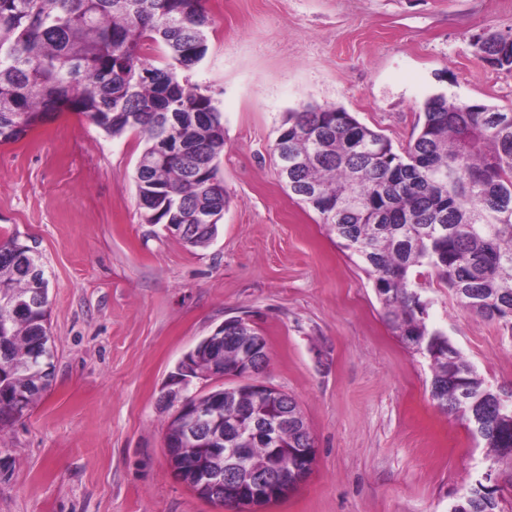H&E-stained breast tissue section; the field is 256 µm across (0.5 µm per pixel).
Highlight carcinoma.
I'll use <instances>...</instances> for the list:
<instances>
[{
	"instance_id": "1",
	"label": "carcinoma",
	"mask_w": 512,
	"mask_h": 512,
	"mask_svg": "<svg viewBox=\"0 0 512 512\" xmlns=\"http://www.w3.org/2000/svg\"><path fill=\"white\" fill-rule=\"evenodd\" d=\"M211 19L204 0H0V145L75 112L112 137L140 134L145 147L136 186L148 224H193L198 212L224 210V113L178 71L207 52ZM157 48L167 66L155 67ZM301 159L282 179L320 215L345 249L374 278L383 319L409 350L430 362V394L444 413L464 422L496 462L512 461V387L491 385L441 330L427 323L428 302L413 272L429 267L466 311L512 337V112L430 97L416 138L404 154L383 134L341 108L289 112L274 144ZM355 197L359 205L341 203ZM17 240L0 239V315L12 337L0 360V416L20 418L51 386L53 375L32 360L52 354L48 297L31 287L13 260ZM245 324L224 343L232 368L250 342ZM274 441L243 445L248 465L275 456L305 467L313 439L298 402ZM500 486L455 499L451 512H504Z\"/></svg>"
}]
</instances>
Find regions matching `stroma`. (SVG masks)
<instances>
[{"label":"stroma","instance_id":"1","mask_svg":"<svg viewBox=\"0 0 512 512\" xmlns=\"http://www.w3.org/2000/svg\"><path fill=\"white\" fill-rule=\"evenodd\" d=\"M208 50L189 74L224 114L229 202L214 242L186 246L141 217L136 134L66 112L0 145V237L49 279L54 379L0 428V512H234L172 473L162 402L183 355L225 319L266 337L267 382L300 404L316 460L265 512H448L490 466L430 397L424 357L383 320L374 283L319 214L290 197L273 147L286 113L344 109L404 152L423 105L512 109V71L473 47L512 39V0H204ZM428 323L492 384L512 338L470 315L431 270Z\"/></svg>","mask_w":512,"mask_h":512}]
</instances>
